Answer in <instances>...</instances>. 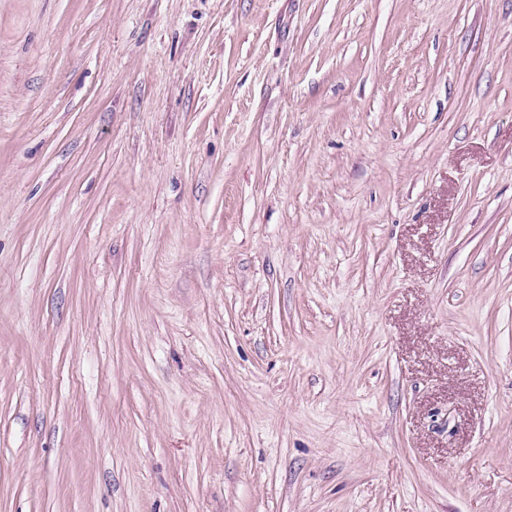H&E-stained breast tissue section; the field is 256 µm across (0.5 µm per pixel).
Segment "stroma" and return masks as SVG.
I'll return each instance as SVG.
<instances>
[{
  "label": "stroma",
  "mask_w": 512,
  "mask_h": 512,
  "mask_svg": "<svg viewBox=\"0 0 512 512\" xmlns=\"http://www.w3.org/2000/svg\"><path fill=\"white\" fill-rule=\"evenodd\" d=\"M0 512H512V0H0Z\"/></svg>",
  "instance_id": "obj_1"
}]
</instances>
